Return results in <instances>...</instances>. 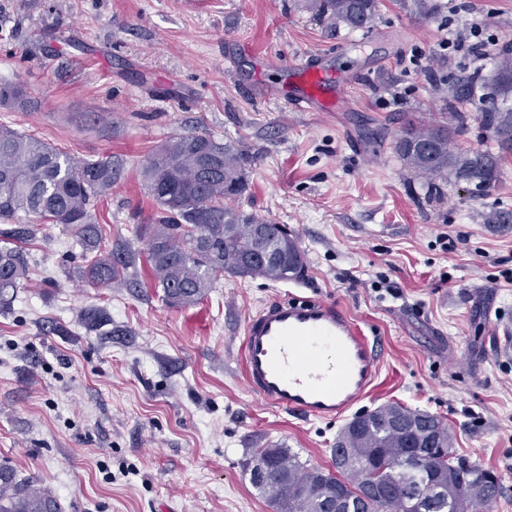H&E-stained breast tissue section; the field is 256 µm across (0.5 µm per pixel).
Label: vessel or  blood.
I'll use <instances>...</instances> for the list:
<instances>
[{"mask_svg": "<svg viewBox=\"0 0 512 512\" xmlns=\"http://www.w3.org/2000/svg\"><path fill=\"white\" fill-rule=\"evenodd\" d=\"M289 103L335 111L333 77L305 59L286 64ZM384 343L335 304L290 294L265 303L244 325V381L269 406L309 420L345 416L372 390Z\"/></svg>", "mask_w": 512, "mask_h": 512, "instance_id": "b4317fda", "label": "vessel or blood"}]
</instances>
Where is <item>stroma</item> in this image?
<instances>
[{
	"label": "stroma",
	"instance_id": "1",
	"mask_svg": "<svg viewBox=\"0 0 512 512\" xmlns=\"http://www.w3.org/2000/svg\"><path fill=\"white\" fill-rule=\"evenodd\" d=\"M452 26L491 45L482 66L443 48ZM511 44L512 0H380L354 31L314 19L306 0H0V81L37 102L0 107V125L118 162L97 214L105 248L136 256L100 287L65 225H41L27 245L28 279L0 310V467L64 512H274L245 473L254 449L327 467L345 425L277 411L245 386L248 316L294 293L384 340L360 409L440 417L453 453L499 476L491 512H512V223L488 221L512 215V157L490 188H432L394 150L407 124L452 112L465 120L457 148L496 150L479 112ZM254 50L319 55L344 84L338 111L276 98L286 75L257 70ZM463 79L475 82L469 103L449 92ZM189 132L255 154L241 208L288 226L303 279L227 276L200 304H166L136 231L154 212L140 172ZM90 308L108 315L92 329Z\"/></svg>",
	"mask_w": 512,
	"mask_h": 512
}]
</instances>
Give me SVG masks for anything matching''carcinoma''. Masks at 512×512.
I'll list each match as a JSON object with an SVG mask.
<instances>
[{"label": "carcinoma", "mask_w": 512, "mask_h": 512, "mask_svg": "<svg viewBox=\"0 0 512 512\" xmlns=\"http://www.w3.org/2000/svg\"><path fill=\"white\" fill-rule=\"evenodd\" d=\"M318 18H329L351 29H362L374 20L379 0H307ZM498 92H512V57L498 65ZM32 101L25 88L0 81V106L28 108ZM450 124H412L396 144L400 159L412 170L431 179L452 176L457 181L489 187L499 177L501 162L512 147L498 139V152L454 150L452 140L461 131L459 112ZM483 125L490 130L512 129V110L490 98L483 104ZM254 161L248 150L235 142H221L206 133H187L152 151L142 169L148 194L156 207L150 224L140 225L147 240L148 262L163 290L164 300L175 307L192 306L203 300L224 277H261L279 282L299 280L306 269L305 253L297 239L282 225L237 207L248 192L247 168ZM117 181L112 158L77 160L58 147L44 143L9 126H0V308L11 303L10 292L28 277V256L20 244L35 238L40 224H66L74 228L87 262L84 277L110 285L130 264L124 252L104 251L103 235L94 215L95 204L108 195ZM262 224L258 239L252 225ZM260 250L285 251L299 265L285 270H255L249 258ZM453 434L449 425L426 411L401 403L377 407L369 417H354L337 435L336 447L351 449L354 467L342 470L336 464L314 468L301 462L290 449L259 448L253 458L268 457L265 475L249 481L265 496L276 512H417L405 493L444 490L433 495L427 512H490L502 493L499 477L489 469L470 463L451 452ZM412 448L422 451L411 469L391 474V463ZM391 486L392 494L377 495L367 487L365 475ZM343 489L348 508L327 499L328 485ZM44 488L16 480L0 468V512H18L17 504L45 508L30 512H62Z\"/></svg>", "instance_id": "1"}]
</instances>
